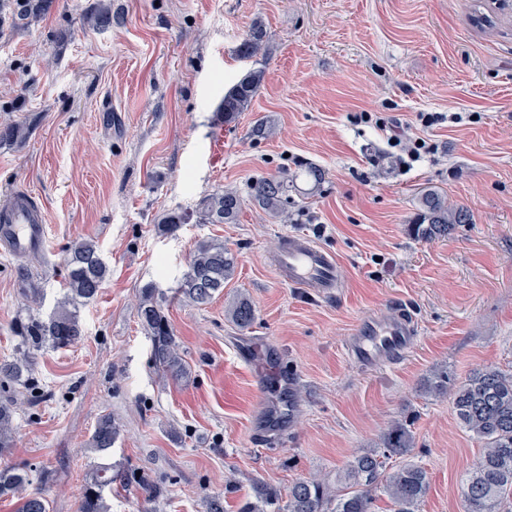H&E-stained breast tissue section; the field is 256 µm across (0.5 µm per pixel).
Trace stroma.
I'll return each mask as SVG.
<instances>
[{"label":"stroma","mask_w":512,"mask_h":512,"mask_svg":"<svg viewBox=\"0 0 512 512\" xmlns=\"http://www.w3.org/2000/svg\"><path fill=\"white\" fill-rule=\"evenodd\" d=\"M492 0H112L122 25L84 27L96 0H56L38 25L0 38V122L29 127L0 144V205L30 193L44 211V256L0 250V361L23 346L20 325L47 316L62 292L64 257L94 240L111 269L82 306L76 345L35 354L30 382L9 383L14 446L0 468H32L50 512H77L95 458L98 417L120 436L106 462L163 485L145 501L114 484L111 512H205L212 495L239 512L259 480L280 492L318 475L330 485L354 456L379 447L394 420L412 423L409 462L430 487L418 512H463L461 481L480 442L459 424L435 375L512 368V16L496 31L472 22ZM271 39L253 105L231 125L217 108L250 69L237 46L254 19ZM361 112L402 123L438 149L403 165ZM422 112L462 123L420 125ZM274 135L256 141L254 122ZM315 164L316 191L298 183L288 223L245 204L235 224L157 222L206 195L246 191L256 177ZM439 191L468 223L448 238L406 231L421 195ZM305 233L338 262L339 288L307 294L283 283L273 258L284 234ZM238 256L222 293L196 306L172 298L197 241ZM148 283L166 313L188 375L162 376L137 317ZM239 295L256 313L237 328ZM407 313L417 331L394 364L367 371L345 354L353 327ZM281 352L299 406L279 445L260 439L256 364L247 347Z\"/></svg>","instance_id":"stroma-1"}]
</instances>
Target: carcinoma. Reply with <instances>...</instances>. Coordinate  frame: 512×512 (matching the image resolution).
Returning <instances> with one entry per match:
<instances>
[{
	"label": "carcinoma",
	"mask_w": 512,
	"mask_h": 512,
	"mask_svg": "<svg viewBox=\"0 0 512 512\" xmlns=\"http://www.w3.org/2000/svg\"><path fill=\"white\" fill-rule=\"evenodd\" d=\"M54 3L55 0L0 3V36L42 22ZM82 22L92 29H105L122 24V18L112 12V3L108 2L98 4L84 15ZM269 39L263 22L255 20L237 47L238 56L258 62ZM263 79V69H252L224 93L218 108L224 124L237 121L249 109ZM25 136L24 126L18 123L0 125V143L16 142ZM296 180L297 176L290 177L286 171L258 178L249 187V201L270 218L285 221L288 209L297 206L290 195ZM242 203L243 198L235 189L216 192L201 199L191 213L175 210L166 213L158 230L173 233L193 217L198 224H235ZM468 221L465 209L452 208L444 196L427 191L420 198L419 212L415 222L409 225V232L420 240L441 239L452 234L456 225ZM64 263L67 274L63 296L48 317H29L23 327L26 348L14 360L0 363V378L15 382L27 379L32 375L34 352L46 346H71L84 336L79 309L97 297L110 270L92 240L76 241ZM236 265L235 255L223 244L200 240L188 271L178 284V293L194 304L205 305L224 289ZM164 303L158 288L148 283L140 289L137 312L151 340L155 368L162 375L178 380L185 374V366ZM229 316L237 327L248 328L255 319V306L242 296L230 307ZM430 390L438 396L451 394L459 424L482 443L475 466L462 480L464 512H512V369L484 368L451 389L448 376L443 374ZM14 415L12 401H0V455L14 445ZM119 435V424L111 414H103L97 420L88 446L96 453H107ZM381 444L380 448L354 457L347 465L344 486L334 491L324 481L309 478L295 482L285 501L276 490L256 480L254 500L246 502L241 512H376L374 503L379 488L391 503V512H418L429 489L426 470L408 462L386 472L388 460L407 454L413 447L407 422L393 423L383 434ZM117 480H129L128 474L115 465H97L84 485L78 512H107L105 491L112 489V483ZM30 485L27 472L0 470V497L20 495L16 512H49L43 492L38 488L28 489Z\"/></svg>",
	"instance_id": "1"
}]
</instances>
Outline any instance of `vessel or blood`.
I'll return each mask as SVG.
<instances>
[{
    "label": "vessel or blood",
    "mask_w": 512,
    "mask_h": 512,
    "mask_svg": "<svg viewBox=\"0 0 512 512\" xmlns=\"http://www.w3.org/2000/svg\"><path fill=\"white\" fill-rule=\"evenodd\" d=\"M7 224L0 226V239L16 253L30 254L45 250V217L40 209L23 197L16 198L7 214ZM280 279L294 288L331 293L338 283L336 258L325 252L308 236L288 234L274 259ZM415 336L412 321L405 316H373L361 320L351 331L346 345L349 357L361 368L376 369L394 363L410 347ZM261 360L257 387L260 394L276 393L275 406L263 409L266 431L275 433L292 419L296 405V379L280 368L277 351L257 349Z\"/></svg>",
    "instance_id": "vessel-or-blood-1"
}]
</instances>
